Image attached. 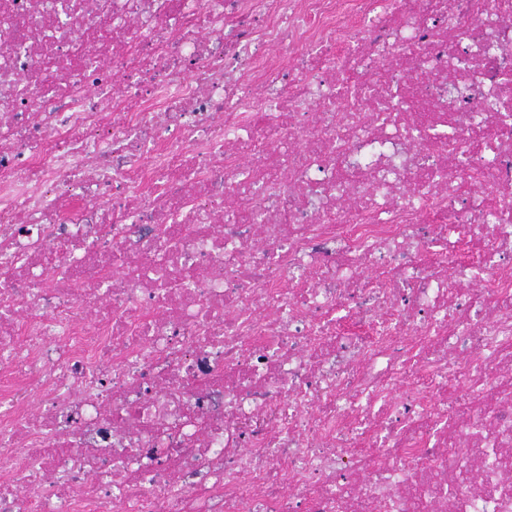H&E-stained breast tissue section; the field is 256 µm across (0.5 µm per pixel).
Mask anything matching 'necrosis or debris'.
<instances>
[{
  "mask_svg": "<svg viewBox=\"0 0 512 512\" xmlns=\"http://www.w3.org/2000/svg\"><path fill=\"white\" fill-rule=\"evenodd\" d=\"M0 512H512V0H0Z\"/></svg>",
  "mask_w": 512,
  "mask_h": 512,
  "instance_id": "1",
  "label": "necrosis or debris"
}]
</instances>
